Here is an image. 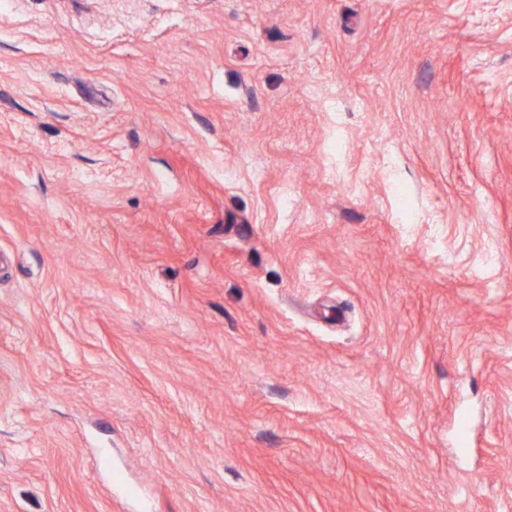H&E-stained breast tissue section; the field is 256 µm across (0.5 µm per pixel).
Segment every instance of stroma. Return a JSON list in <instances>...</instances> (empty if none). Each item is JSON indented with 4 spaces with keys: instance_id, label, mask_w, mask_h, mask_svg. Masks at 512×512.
Instances as JSON below:
<instances>
[{
    "instance_id": "obj_1",
    "label": "stroma",
    "mask_w": 512,
    "mask_h": 512,
    "mask_svg": "<svg viewBox=\"0 0 512 512\" xmlns=\"http://www.w3.org/2000/svg\"><path fill=\"white\" fill-rule=\"evenodd\" d=\"M0 512H512V0H0Z\"/></svg>"
}]
</instances>
